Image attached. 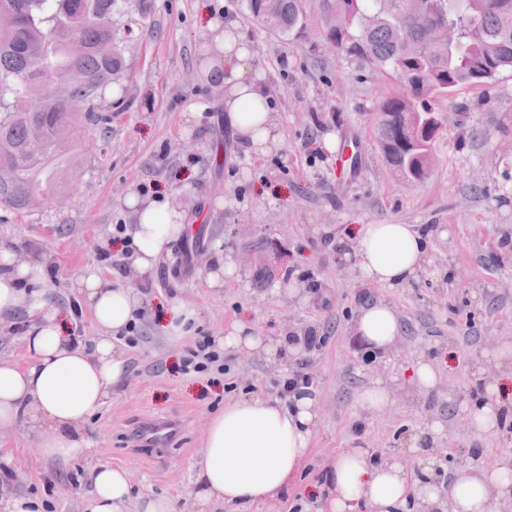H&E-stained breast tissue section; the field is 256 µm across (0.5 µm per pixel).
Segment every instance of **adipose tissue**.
Returning <instances> with one entry per match:
<instances>
[{"label":"adipose tissue","instance_id":"1","mask_svg":"<svg viewBox=\"0 0 512 512\" xmlns=\"http://www.w3.org/2000/svg\"><path fill=\"white\" fill-rule=\"evenodd\" d=\"M215 36L202 47L205 72L224 91V110L246 154L267 155L279 145L274 104L262 74L255 71L249 44L238 23L226 17L217 0L210 11ZM131 212L128 261L142 278L170 255L172 244L187 232L185 215L157 197L129 194ZM361 283L400 288L424 270L432 247L431 233L411 224H363L355 232ZM26 261H17L18 252ZM50 257L24 240L0 243V315L24 310L29 325L24 337L25 363L0 360V428L23 427L41 454L50 460L92 457L91 421L112 388L127 374V363L115 344L142 311L141 300L119 280L87 270L81 292L100 334L86 346L66 334L59 309L43 292ZM401 332L393 309L382 302L363 307L353 333L369 347L388 352ZM218 348L257 351L272 360L299 356L302 339L260 336L241 321L231 322ZM319 417L310 389L292 393L289 403L265 394L225 404L211 418L195 463L191 496L196 512H243L248 506L276 499L290 477L300 473ZM512 458L486 468L480 455L455 469L453 479L436 485L426 475L409 476L395 458L372 464L365 448L337 456L325 494L326 512H409L412 500L424 499L438 512H500L512 500ZM92 489L83 512H125L133 487L125 470L91 465Z\"/></svg>","mask_w":512,"mask_h":512}]
</instances>
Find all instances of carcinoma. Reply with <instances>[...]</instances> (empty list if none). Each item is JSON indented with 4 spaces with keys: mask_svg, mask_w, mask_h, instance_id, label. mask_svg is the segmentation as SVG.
Returning <instances> with one entry per match:
<instances>
[{
    "mask_svg": "<svg viewBox=\"0 0 512 512\" xmlns=\"http://www.w3.org/2000/svg\"><path fill=\"white\" fill-rule=\"evenodd\" d=\"M406 0H340L323 15L327 40L345 56L397 73L405 92L380 105L377 141L384 160L411 180L430 171L433 141L415 138L403 114L438 115L427 98L435 85L475 84L474 71L492 79L512 69V0H422L428 17L448 15L462 30L453 48L429 46L409 28ZM252 23L287 38L305 23L303 0H245ZM13 21L0 25V207L26 211L62 194L81 164L73 143L81 125L113 105L100 102L112 85L131 92L137 32L151 25V0H0ZM64 87L42 93L50 81ZM42 131L41 146L31 132Z\"/></svg>",
    "mask_w": 512,
    "mask_h": 512,
    "instance_id": "cac0c4a2",
    "label": "carcinoma"
}]
</instances>
